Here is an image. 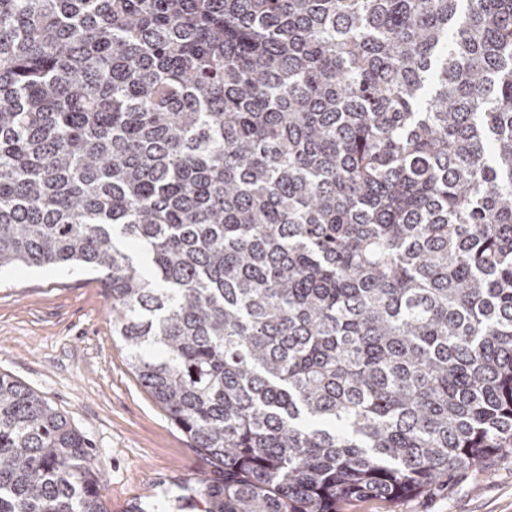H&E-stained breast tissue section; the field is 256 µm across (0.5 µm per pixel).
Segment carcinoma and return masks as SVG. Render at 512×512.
Returning a JSON list of instances; mask_svg holds the SVG:
<instances>
[{
	"instance_id": "carcinoma-1",
	"label": "carcinoma",
	"mask_w": 512,
	"mask_h": 512,
	"mask_svg": "<svg viewBox=\"0 0 512 512\" xmlns=\"http://www.w3.org/2000/svg\"><path fill=\"white\" fill-rule=\"evenodd\" d=\"M103 274L204 512L512 455V0H0V269ZM0 512H106L0 373Z\"/></svg>"
}]
</instances>
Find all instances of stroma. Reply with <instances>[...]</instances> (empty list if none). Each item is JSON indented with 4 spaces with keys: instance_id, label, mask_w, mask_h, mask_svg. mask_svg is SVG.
Returning a JSON list of instances; mask_svg holds the SVG:
<instances>
[{
    "instance_id": "35a3bbf8",
    "label": "stroma",
    "mask_w": 512,
    "mask_h": 512,
    "mask_svg": "<svg viewBox=\"0 0 512 512\" xmlns=\"http://www.w3.org/2000/svg\"><path fill=\"white\" fill-rule=\"evenodd\" d=\"M0 372L48 399L89 440L107 512L138 505L160 512L164 489L194 485L209 470L131 372L98 274L68 266L1 270ZM342 512H512V458L445 491L362 499Z\"/></svg>"
}]
</instances>
